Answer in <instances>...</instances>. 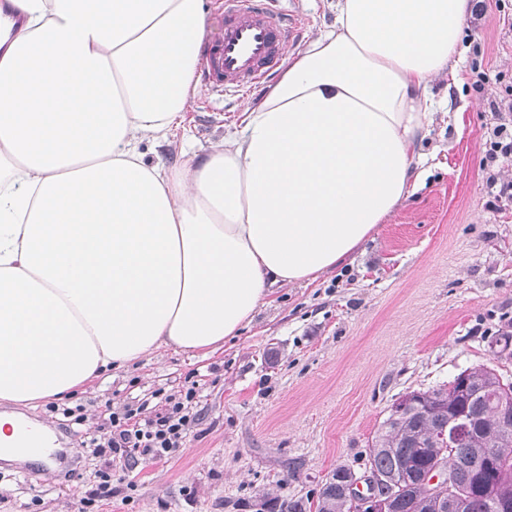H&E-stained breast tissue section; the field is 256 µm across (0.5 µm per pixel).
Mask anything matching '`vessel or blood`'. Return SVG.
Masks as SVG:
<instances>
[{
  "label": "vessel or blood",
  "mask_w": 512,
  "mask_h": 512,
  "mask_svg": "<svg viewBox=\"0 0 512 512\" xmlns=\"http://www.w3.org/2000/svg\"><path fill=\"white\" fill-rule=\"evenodd\" d=\"M302 30L279 0H224L200 48L196 77L211 93L250 92L276 76L286 45L297 41Z\"/></svg>",
  "instance_id": "vessel-or-blood-1"
}]
</instances>
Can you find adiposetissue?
Returning a JSON list of instances; mask_svg holds the SVG:
<instances>
[{"mask_svg": "<svg viewBox=\"0 0 512 512\" xmlns=\"http://www.w3.org/2000/svg\"><path fill=\"white\" fill-rule=\"evenodd\" d=\"M334 9L203 150L204 0L0 7V402L34 410L164 349L218 350L417 189L430 85L473 0ZM146 142L178 162H148Z\"/></svg>", "mask_w": 512, "mask_h": 512, "instance_id": "obj_1", "label": "adipose tissue"}]
</instances>
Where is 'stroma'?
Returning a JSON list of instances; mask_svg holds the SVG:
<instances>
[{
    "label": "stroma",
    "mask_w": 512,
    "mask_h": 512,
    "mask_svg": "<svg viewBox=\"0 0 512 512\" xmlns=\"http://www.w3.org/2000/svg\"><path fill=\"white\" fill-rule=\"evenodd\" d=\"M463 32L455 76L431 84L437 111L422 142L423 182L350 262L310 284L277 289L249 328L202 357L167 349L76 397L42 404L54 450L44 463L0 461V512H85L103 460L84 447L109 415L195 388L199 421L169 461L112 478L101 512H255L256 497L315 496L342 464L364 474L368 445L393 403L486 365L512 381L489 336L512 324V201L487 189L512 160L485 166L512 85V0H488ZM305 38L332 28L331 0H280ZM503 74L484 90L479 72ZM250 95L206 94L191 114L199 147L219 141ZM81 411L83 424L72 413Z\"/></svg>",
    "instance_id": "obj_1"
}]
</instances>
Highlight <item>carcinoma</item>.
Listing matches in <instances>:
<instances>
[{"mask_svg":"<svg viewBox=\"0 0 512 512\" xmlns=\"http://www.w3.org/2000/svg\"><path fill=\"white\" fill-rule=\"evenodd\" d=\"M499 358H512V333L490 341ZM368 446L365 468L395 481L394 512H444V502L423 483L422 475L437 464L457 470L467 487L460 512H501L512 508V381L484 366L466 369L451 382L412 391L398 401ZM479 424L454 448L439 439L438 428L450 419ZM496 449L487 494L470 476L472 464ZM355 475L339 465L316 493V500L290 498L286 512H350L348 486Z\"/></svg>","mask_w":512,"mask_h":512,"instance_id":"cac0c4a2","label":"carcinoma"}]
</instances>
